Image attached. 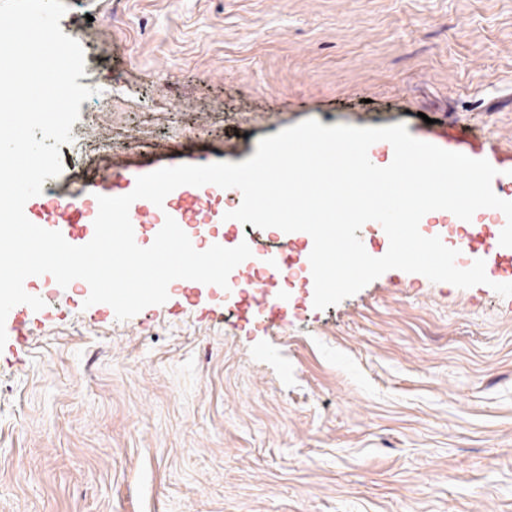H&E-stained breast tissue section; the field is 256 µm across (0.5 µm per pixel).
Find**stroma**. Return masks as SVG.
<instances>
[{
    "mask_svg": "<svg viewBox=\"0 0 512 512\" xmlns=\"http://www.w3.org/2000/svg\"><path fill=\"white\" fill-rule=\"evenodd\" d=\"M88 87L62 185L102 144L96 180L133 190L180 164L240 163L261 138L426 119L512 152V0H63ZM200 203L197 248L307 233ZM60 291V290H59ZM60 291L7 316L0 348V512H512V298L392 269L317 309L232 315L234 294L181 279L117 320Z\"/></svg>",
    "mask_w": 512,
    "mask_h": 512,
    "instance_id": "35a3bbf8",
    "label": "stroma"
}]
</instances>
